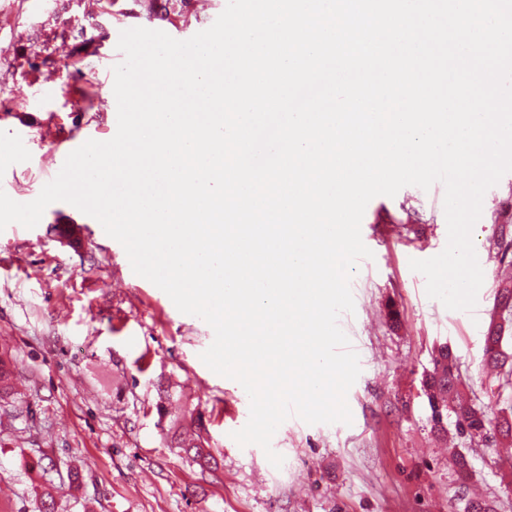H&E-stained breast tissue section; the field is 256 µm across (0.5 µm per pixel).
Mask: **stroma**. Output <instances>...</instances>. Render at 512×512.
<instances>
[{
	"label": "stroma",
	"mask_w": 512,
	"mask_h": 512,
	"mask_svg": "<svg viewBox=\"0 0 512 512\" xmlns=\"http://www.w3.org/2000/svg\"><path fill=\"white\" fill-rule=\"evenodd\" d=\"M149 0H0V190L34 200L59 172L56 149L107 141L117 131L113 68L121 31L161 30L178 40L210 27L227 0H191L165 16ZM92 26V42L62 41ZM512 224V172L484 195L473 243L483 284L473 311L429 298L410 260L447 243L444 208L415 186L378 196L361 222L372 251L350 281L353 313L340 317L361 373L347 394L351 424L290 417L261 447L232 437L249 397L200 355L214 332L136 275L123 246L66 202L28 229L0 231V344L12 353L19 393L0 408V512H30L32 487L50 484L65 512H467L471 494L512 512V467L480 440L433 431L422 386L432 352L448 345L469 397L505 403L485 366L484 336L500 275L493 240ZM198 404L220 462L201 470L172 448L158 411L168 384ZM472 475L460 485L449 448ZM79 469L82 490L70 487Z\"/></svg>",
	"instance_id": "obj_1"
}]
</instances>
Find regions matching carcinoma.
Segmentation results:
<instances>
[{"label": "carcinoma", "mask_w": 512, "mask_h": 512, "mask_svg": "<svg viewBox=\"0 0 512 512\" xmlns=\"http://www.w3.org/2000/svg\"><path fill=\"white\" fill-rule=\"evenodd\" d=\"M493 249L499 264L512 267V234L506 239H498L493 243ZM496 300L504 312L500 319L490 320L485 335L484 356L496 370L499 386L512 387V354L503 349L504 337L512 336V279L497 281ZM432 363L433 368L424 379L432 426H437V419L445 413L455 417V429L461 437L479 438L487 442L492 439V434L497 433L512 438L511 415L494 417L486 406L461 400V378L448 347L438 348ZM15 395L17 392L11 383L8 367V351L3 347L0 349V401L7 404ZM183 407L182 416L170 422L168 432L172 433L177 448L201 469H216L217 460L208 449L209 443L204 436L206 425L201 413L194 405L185 403ZM34 512H60L53 489L44 487L36 491Z\"/></svg>", "instance_id": "obj_1"}]
</instances>
